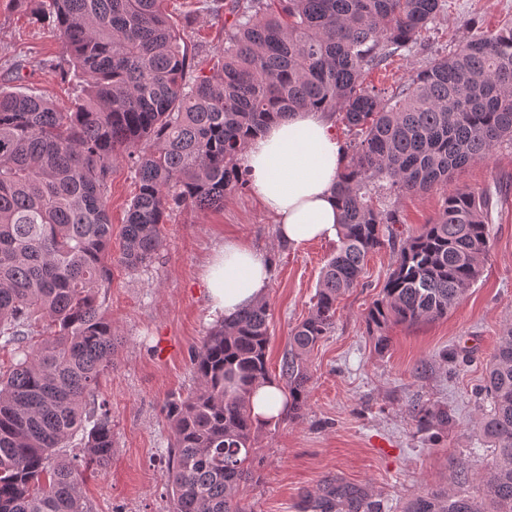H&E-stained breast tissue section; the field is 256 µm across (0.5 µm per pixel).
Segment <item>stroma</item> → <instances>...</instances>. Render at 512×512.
<instances>
[{
  "instance_id": "stroma-1",
  "label": "stroma",
  "mask_w": 512,
  "mask_h": 512,
  "mask_svg": "<svg viewBox=\"0 0 512 512\" xmlns=\"http://www.w3.org/2000/svg\"><path fill=\"white\" fill-rule=\"evenodd\" d=\"M167 10L195 53L196 68L216 62L228 9L207 10L204 0H167ZM512 22V0H446L422 45L364 77L386 89L408 83L431 55L447 53L479 33ZM66 48L52 24L0 0V88L29 90L69 110L77 82L57 71ZM467 189L491 202L490 249L481 277L441 319L389 324V342L376 350L364 316L378 299L397 259L392 247L370 254L357 288L337 301L336 325L308 359V406L302 417L281 416L260 426L253 480L237 494L243 512H309L326 489L349 487L380 512H403L415 495L445 491L459 461L470 474L487 471L476 422L489 412L485 368L504 325L512 324V144L453 174L447 185L418 194L383 196L397 213L398 238L419 233L437 217L444 195ZM137 191L135 172L112 164L107 210L120 227ZM164 246L150 266L112 267L104 307L122 341L101 392L112 408L115 448L105 473L89 476L83 495L91 512H170L163 479L170 427L162 408L194 385L190 360L217 323L202 272L225 237L269 251L273 270L268 368L278 376L292 329L306 316L321 271L337 239L298 249L279 244L276 221L250 189L228 194L220 209L174 211ZM445 411L444 420L419 424L418 408Z\"/></svg>"
}]
</instances>
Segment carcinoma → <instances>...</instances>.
I'll return each mask as SVG.
<instances>
[{"label":"carcinoma","mask_w":512,"mask_h":512,"mask_svg":"<svg viewBox=\"0 0 512 512\" xmlns=\"http://www.w3.org/2000/svg\"><path fill=\"white\" fill-rule=\"evenodd\" d=\"M166 0H48L80 83L69 112L33 93L0 89V512H89L83 471H104L115 448L99 381L115 331L102 295L112 284L106 192L112 163L138 177L118 262L147 265L161 226L183 207L216 208L242 190L247 143L303 108L342 115L360 138L336 185L339 246L280 367L288 414L303 415L307 358L334 328L339 296L360 284L368 255L395 244L380 190L426 191L512 144V26L434 56L388 92L364 75L410 50L445 0H233L222 63L188 76L194 54ZM153 151L141 149L143 140ZM489 251L482 195L443 199L438 218L401 242L381 297L365 314L375 347L390 323L448 315L480 277ZM267 301L224 319L192 351L197 387L163 407L171 428L165 473L172 512H242L254 478L250 396L269 378ZM478 422L492 448L485 474L458 464L456 487L412 499L406 512H512V326L503 329ZM82 433L83 455H59ZM375 512L349 488H329L316 512Z\"/></svg>","instance_id":"cac0c4a2"}]
</instances>
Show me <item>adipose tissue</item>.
<instances>
[{"label":"adipose tissue","mask_w":512,"mask_h":512,"mask_svg":"<svg viewBox=\"0 0 512 512\" xmlns=\"http://www.w3.org/2000/svg\"><path fill=\"white\" fill-rule=\"evenodd\" d=\"M252 193L277 219L280 243L300 248L335 237L340 222L336 182L344 148L324 113L297 110L251 140L241 156ZM272 271L268 252L228 238L208 261L203 283L210 311L229 318L263 300ZM286 403L281 385L269 380L251 397L256 423L278 419Z\"/></svg>","instance_id":"1"}]
</instances>
